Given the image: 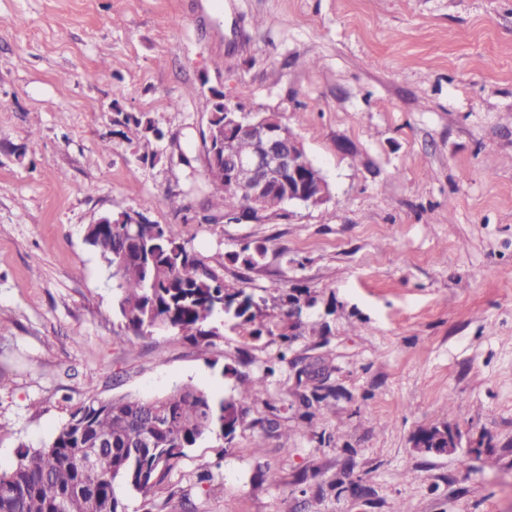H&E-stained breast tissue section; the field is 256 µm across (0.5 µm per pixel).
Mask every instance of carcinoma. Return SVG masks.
<instances>
[{"label": "carcinoma", "mask_w": 512, "mask_h": 512, "mask_svg": "<svg viewBox=\"0 0 512 512\" xmlns=\"http://www.w3.org/2000/svg\"><path fill=\"white\" fill-rule=\"evenodd\" d=\"M124 125L125 138L142 150L140 159L155 158L160 128L136 116L125 117ZM204 176L211 187L204 219L245 210L247 195L240 187L215 180L208 171ZM126 215L120 207L111 212L112 223L91 224L86 235L112 269L125 332L141 336L174 329L199 343L218 336L212 323L222 314L246 335H262L253 295L226 288L170 228L117 223ZM263 386L261 379L246 380L237 396L220 402L191 385L149 399L108 401L90 389L47 444L20 446L13 467L0 471V512H125L116 484L148 496L188 449L241 427L248 402ZM88 448L96 449L91 465Z\"/></svg>", "instance_id": "1"}]
</instances>
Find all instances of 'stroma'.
I'll use <instances>...</instances> for the list:
<instances>
[{
    "label": "stroma",
    "instance_id": "stroma-1",
    "mask_svg": "<svg viewBox=\"0 0 512 512\" xmlns=\"http://www.w3.org/2000/svg\"><path fill=\"white\" fill-rule=\"evenodd\" d=\"M212 88L277 113L330 200L197 223ZM127 114L164 131L158 161L124 139ZM118 204L264 297L271 333L219 318L207 345H121L85 240ZM246 245L250 268L232 259ZM282 292L306 303L299 326ZM243 377L264 381L244 425L188 449L155 503L512 512V0H0V468L87 390L220 401ZM316 385L327 397L303 405ZM435 425L458 448H415Z\"/></svg>",
    "mask_w": 512,
    "mask_h": 512
}]
</instances>
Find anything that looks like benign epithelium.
Returning a JSON list of instances; mask_svg holds the SVG:
<instances>
[{
  "label": "benign epithelium",
  "mask_w": 512,
  "mask_h": 512,
  "mask_svg": "<svg viewBox=\"0 0 512 512\" xmlns=\"http://www.w3.org/2000/svg\"><path fill=\"white\" fill-rule=\"evenodd\" d=\"M224 123L211 130L215 148L211 166L246 191L249 214H232L226 223L241 224L265 217L268 195L286 189L284 202L288 206L318 207L331 199L330 186L325 177L302 165L305 149L301 140L284 124L269 115L242 112L241 108L224 102ZM240 137L255 143L253 152L239 156L229 145ZM415 447L426 452L445 453L456 447L455 436L447 428L436 426L415 439Z\"/></svg>",
  "instance_id": "1"
}]
</instances>
